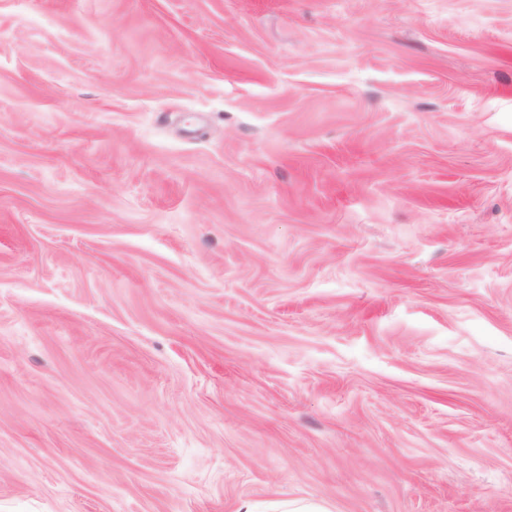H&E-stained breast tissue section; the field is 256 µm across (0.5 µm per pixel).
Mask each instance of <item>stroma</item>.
Here are the masks:
<instances>
[{"instance_id":"35a3bbf8","label":"stroma","mask_w":512,"mask_h":512,"mask_svg":"<svg viewBox=\"0 0 512 512\" xmlns=\"http://www.w3.org/2000/svg\"><path fill=\"white\" fill-rule=\"evenodd\" d=\"M512 512V0H0V512Z\"/></svg>"}]
</instances>
